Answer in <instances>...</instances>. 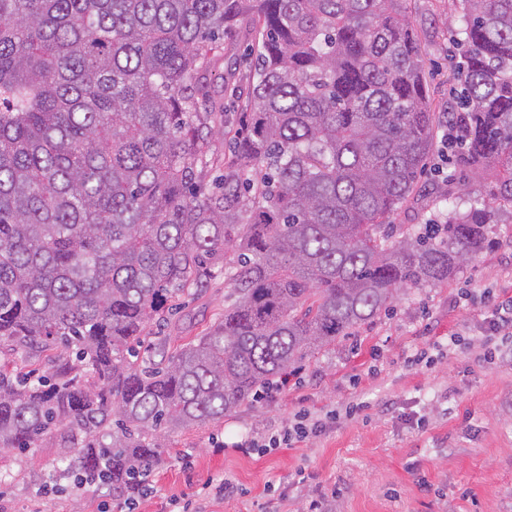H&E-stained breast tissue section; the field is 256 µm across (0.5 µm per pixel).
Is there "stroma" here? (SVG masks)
I'll use <instances>...</instances> for the list:
<instances>
[{
  "label": "stroma",
  "mask_w": 512,
  "mask_h": 512,
  "mask_svg": "<svg viewBox=\"0 0 512 512\" xmlns=\"http://www.w3.org/2000/svg\"><path fill=\"white\" fill-rule=\"evenodd\" d=\"M456 0H408L420 44L430 111H449L459 88L453 44ZM248 22L224 36L211 93L237 121L252 59ZM436 120L417 200L392 215L398 228L444 223L449 200L466 198L470 173L453 161ZM492 249L447 283L402 292L354 336L306 357L275 398L242 405L220 421L165 436L163 462L150 472L134 512H512V337L484 359L495 303L512 298V210L493 225ZM229 281L216 260L202 283L176 298L144 347L174 351L224 315ZM458 337L447 350L449 337ZM353 417H344L349 403ZM340 411L320 436L264 453L248 440L277 433L300 409ZM77 451L60 438L28 453L0 454V512H122L126 499L75 484ZM237 483L224 496L217 481Z\"/></svg>",
  "instance_id": "35a3bbf8"
}]
</instances>
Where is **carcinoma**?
<instances>
[{
  "instance_id": "carcinoma-1",
  "label": "carcinoma",
  "mask_w": 512,
  "mask_h": 512,
  "mask_svg": "<svg viewBox=\"0 0 512 512\" xmlns=\"http://www.w3.org/2000/svg\"><path fill=\"white\" fill-rule=\"evenodd\" d=\"M459 2L448 119L482 191L398 239L434 124L402 0H0V344L75 354L53 379L0 369V452L64 431L79 479L124 493L161 432L224 418L484 252L512 208V0ZM245 15L221 163L204 79ZM230 252L224 318L138 366L168 299Z\"/></svg>"
}]
</instances>
